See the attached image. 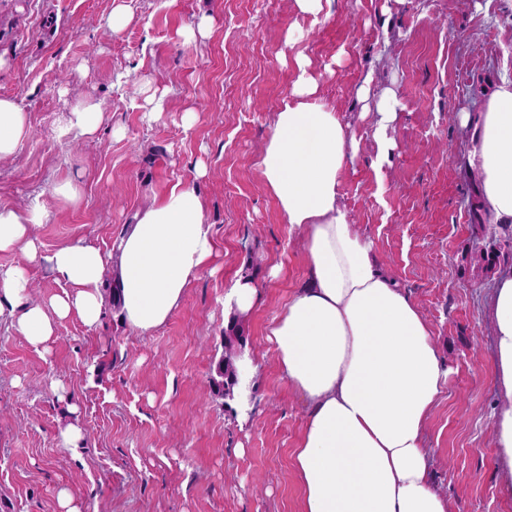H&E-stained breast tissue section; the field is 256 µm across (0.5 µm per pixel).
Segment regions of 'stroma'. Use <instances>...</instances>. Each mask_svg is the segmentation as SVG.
Listing matches in <instances>:
<instances>
[{"label":"stroma","instance_id":"stroma-1","mask_svg":"<svg viewBox=\"0 0 512 512\" xmlns=\"http://www.w3.org/2000/svg\"><path fill=\"white\" fill-rule=\"evenodd\" d=\"M116 10L130 20L114 34ZM204 15L206 34L185 42ZM296 28L305 37L287 47ZM299 52L358 146L341 179L348 216L450 370L425 427L430 480L452 512H512L491 440L494 281L471 263L480 246L512 266V230L481 205L463 124L512 82V0H326L316 17L294 0H0V96L21 101L30 126L0 159V204L43 205L41 254L76 242L113 254L135 214L180 181L194 183L217 245L151 335L108 306L93 329L74 312L57 320L37 348L0 326V512H59L63 487L81 512H300L293 455L306 406L268 333L307 269L257 167ZM154 93L165 110L149 122ZM389 93L399 108L385 149L373 133ZM83 100L104 111L98 132L61 135ZM68 177L81 189L74 205L53 194ZM242 275L260 302L244 321L253 363L228 399L209 381ZM74 421L83 438L67 448L56 435Z\"/></svg>","mask_w":512,"mask_h":512}]
</instances>
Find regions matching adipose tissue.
<instances>
[{
	"instance_id": "ef3b65f1",
	"label": "adipose tissue",
	"mask_w": 512,
	"mask_h": 512,
	"mask_svg": "<svg viewBox=\"0 0 512 512\" xmlns=\"http://www.w3.org/2000/svg\"><path fill=\"white\" fill-rule=\"evenodd\" d=\"M296 78L270 129L258 166L287 224L303 240L308 283L269 330L279 371L308 411L294 469L301 512H450L429 479L424 427L448 372L415 301L385 273L368 237L352 224L339 193L357 156L354 140L319 96L311 63L296 54ZM30 133L20 101L0 97V158ZM468 164L480 178L494 223L512 226V83L488 97L471 137ZM40 204L0 205V252L21 264L0 270V324L40 346L54 318L78 313L95 327L105 298L107 257L82 243L42 256L34 225ZM216 244L193 184L177 183L137 216L117 245L121 316L145 336L165 324ZM46 260L71 285L49 306L26 300V266ZM500 395L492 422L502 488L512 495V270L497 278L488 303Z\"/></svg>"
}]
</instances>
